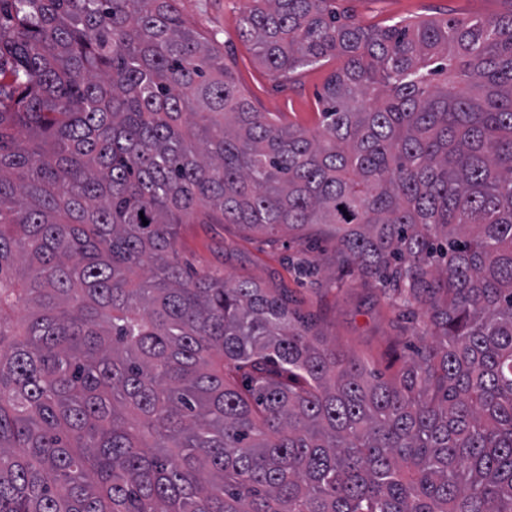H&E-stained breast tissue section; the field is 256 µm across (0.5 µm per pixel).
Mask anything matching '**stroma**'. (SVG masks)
Segmentation results:
<instances>
[{
  "mask_svg": "<svg viewBox=\"0 0 512 512\" xmlns=\"http://www.w3.org/2000/svg\"><path fill=\"white\" fill-rule=\"evenodd\" d=\"M246 0H180L185 18L204 35L217 36L232 54L237 82L261 112L314 125L324 82L333 63L305 67L290 79H274L240 36L239 20ZM358 20L391 24L403 19L466 18L504 11L502 0H343ZM181 263L196 270L218 269L237 279H250L268 288H285L315 314L319 327L337 347L369 360L384 377H391L410 353L411 323L378 303L375 285L350 275L330 281L336 269L334 240L310 231L308 237L277 241L243 231L233 224H183L179 227ZM316 262L319 279L300 277L294 268Z\"/></svg>",
  "mask_w": 512,
  "mask_h": 512,
  "instance_id": "obj_1",
  "label": "stroma"
}]
</instances>
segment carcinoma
Listing matches in <instances>:
<instances>
[{"instance_id":"carcinoma-1","label":"carcinoma","mask_w":512,"mask_h":512,"mask_svg":"<svg viewBox=\"0 0 512 512\" xmlns=\"http://www.w3.org/2000/svg\"><path fill=\"white\" fill-rule=\"evenodd\" d=\"M367 26L249 0L314 129L179 0H0V512H512V0ZM148 224H143V221ZM318 227L421 345L392 379L178 225ZM245 3L246 0H181L179 8L199 32L216 35L224 50L232 53L234 76L259 112L275 113L286 120L313 126L324 82L336 61L302 68L288 81L274 79L240 36L239 20Z\"/></svg>"}]
</instances>
